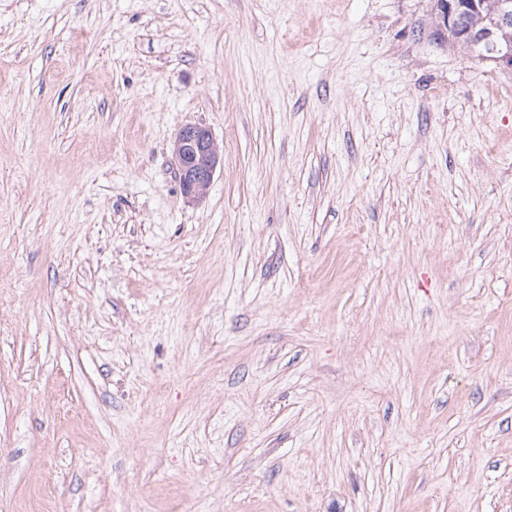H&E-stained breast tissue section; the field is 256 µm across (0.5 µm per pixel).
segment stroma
Returning a JSON list of instances; mask_svg holds the SVG:
<instances>
[{"label": "stroma", "instance_id": "35a3bbf8", "mask_svg": "<svg viewBox=\"0 0 512 512\" xmlns=\"http://www.w3.org/2000/svg\"><path fill=\"white\" fill-rule=\"evenodd\" d=\"M0 512H512V72L431 0H0ZM223 152L224 148L204 125L187 124L177 131L172 142V157L188 201H200L206 196Z\"/></svg>", "mask_w": 512, "mask_h": 512}]
</instances>
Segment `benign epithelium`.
Here are the masks:
<instances>
[{
  "mask_svg": "<svg viewBox=\"0 0 512 512\" xmlns=\"http://www.w3.org/2000/svg\"><path fill=\"white\" fill-rule=\"evenodd\" d=\"M437 30L456 44L463 38L471 45L482 44L487 53L481 60L512 72V0H500L497 10L486 18L478 32L462 29L465 15L477 11V0H433ZM224 149L212 131L200 124L182 126L172 142V157L182 192L189 201L202 200L211 186Z\"/></svg>",
  "mask_w": 512,
  "mask_h": 512,
  "instance_id": "benign-epithelium-1",
  "label": "benign epithelium"
}]
</instances>
